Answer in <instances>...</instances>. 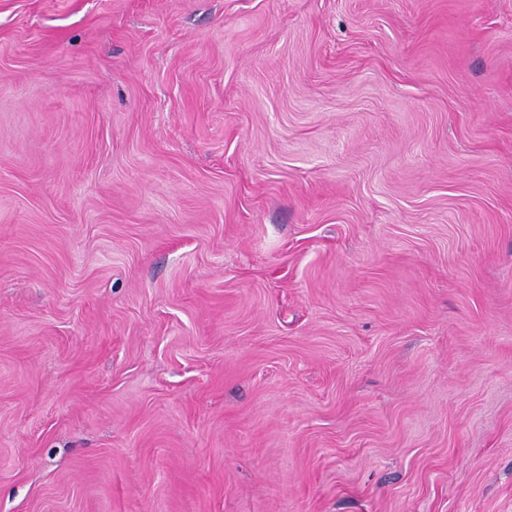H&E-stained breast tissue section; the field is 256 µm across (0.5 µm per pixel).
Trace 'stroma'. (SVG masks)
<instances>
[{
	"label": "stroma",
	"instance_id": "stroma-1",
	"mask_svg": "<svg viewBox=\"0 0 512 512\" xmlns=\"http://www.w3.org/2000/svg\"><path fill=\"white\" fill-rule=\"evenodd\" d=\"M0 512H512V0H0Z\"/></svg>",
	"mask_w": 512,
	"mask_h": 512
}]
</instances>
